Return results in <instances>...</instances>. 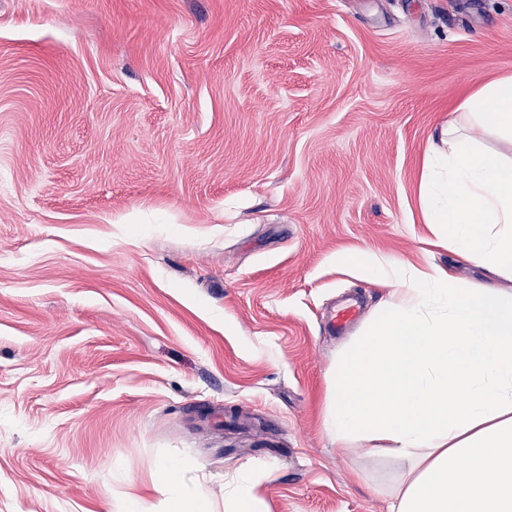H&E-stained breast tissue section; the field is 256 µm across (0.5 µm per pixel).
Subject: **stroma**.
Segmentation results:
<instances>
[{
    "mask_svg": "<svg viewBox=\"0 0 512 512\" xmlns=\"http://www.w3.org/2000/svg\"><path fill=\"white\" fill-rule=\"evenodd\" d=\"M505 73L512 0H0V512L154 504L182 457L219 500L269 468L263 512H386L395 462L324 415L389 294L336 255L483 283L418 189Z\"/></svg>",
    "mask_w": 512,
    "mask_h": 512,
    "instance_id": "35a3bbf8",
    "label": "stroma"
}]
</instances>
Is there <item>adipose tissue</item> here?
Instances as JSON below:
<instances>
[{
  "label": "adipose tissue",
  "instance_id": "ef3b65f1",
  "mask_svg": "<svg viewBox=\"0 0 512 512\" xmlns=\"http://www.w3.org/2000/svg\"><path fill=\"white\" fill-rule=\"evenodd\" d=\"M426 151L419 186L425 223L450 251L484 269L491 285L471 288L451 272L417 268L372 251L337 263L389 286L385 304L330 373L324 425L338 444L377 443L402 468L388 512H512V75L474 89ZM188 458L160 463L158 505L113 483L123 512H262L261 470L245 467L216 510L206 493H186Z\"/></svg>",
  "mask_w": 512,
  "mask_h": 512
}]
</instances>
